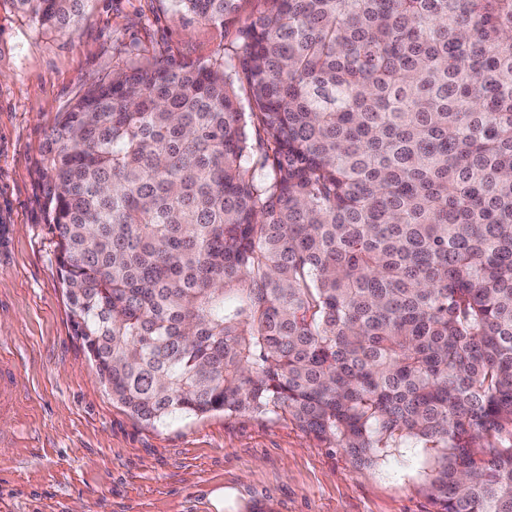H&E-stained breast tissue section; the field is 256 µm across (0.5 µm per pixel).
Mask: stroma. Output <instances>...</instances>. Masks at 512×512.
Returning <instances> with one entry per match:
<instances>
[{
  "instance_id": "obj_1",
  "label": "stroma",
  "mask_w": 512,
  "mask_h": 512,
  "mask_svg": "<svg viewBox=\"0 0 512 512\" xmlns=\"http://www.w3.org/2000/svg\"><path fill=\"white\" fill-rule=\"evenodd\" d=\"M262 9L242 0L224 27L171 0H89L68 31L0 0V356L17 372L0 413V512H435L414 449L358 471L288 416L146 424L113 402L72 332L38 174L59 113L119 68L240 54ZM222 489L233 506L219 508Z\"/></svg>"
}]
</instances>
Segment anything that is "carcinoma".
<instances>
[{"mask_svg":"<svg viewBox=\"0 0 512 512\" xmlns=\"http://www.w3.org/2000/svg\"><path fill=\"white\" fill-rule=\"evenodd\" d=\"M263 4L237 61L118 70L51 128L74 335L148 424L289 415L358 469L413 440L437 512H512V0Z\"/></svg>","mask_w":512,"mask_h":512,"instance_id":"cac0c4a2","label":"carcinoma"}]
</instances>
